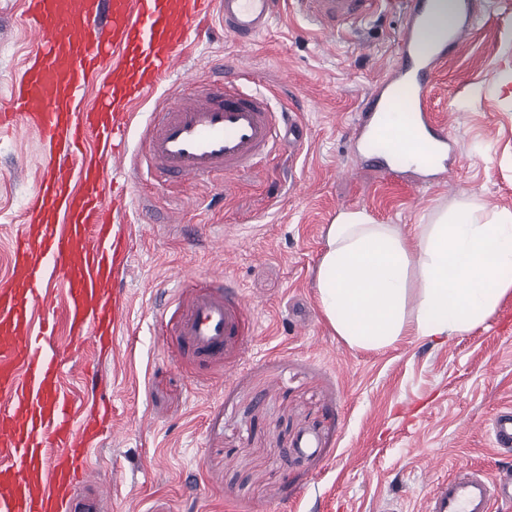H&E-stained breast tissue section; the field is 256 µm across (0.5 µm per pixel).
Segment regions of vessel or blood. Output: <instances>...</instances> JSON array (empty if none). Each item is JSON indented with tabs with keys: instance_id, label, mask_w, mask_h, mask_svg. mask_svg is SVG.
Instances as JSON below:
<instances>
[{
	"instance_id": "1",
	"label": "vessel or blood",
	"mask_w": 512,
	"mask_h": 512,
	"mask_svg": "<svg viewBox=\"0 0 512 512\" xmlns=\"http://www.w3.org/2000/svg\"><path fill=\"white\" fill-rule=\"evenodd\" d=\"M377 0H299L321 29L361 20ZM434 0H406V24L396 65L360 108L354 135L357 161L380 164L397 138L419 139L424 179L449 161L452 135L430 113L437 65L479 20L475 0H458V22L430 54L420 55L421 29L434 22ZM35 48L0 111V135L32 132L42 150L39 176L24 204V221L11 247L12 272L0 279V512H106L100 499L78 492L88 451L112 430L106 404L84 408L60 384L74 351L106 356L127 323L122 286L130 262L123 229L125 201L113 170L125 153L129 105L168 82L192 32L221 14L224 29L246 45L272 20L274 0H24ZM119 62L82 109L87 78ZM409 93L398 134L377 144L374 132L396 111L393 90ZM286 136L270 95L228 81L202 84L166 104L143 141L139 161L156 174L188 182L235 177L284 147ZM246 296L231 300L210 290L185 298L177 334L203 365L226 353H245L240 316ZM66 326L70 345L53 343ZM493 447H512V409L491 421ZM512 503V473L493 478L466 468L440 484L426 512H493Z\"/></svg>"
}]
</instances>
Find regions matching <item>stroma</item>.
<instances>
[{
	"label": "stroma",
	"mask_w": 512,
	"mask_h": 512,
	"mask_svg": "<svg viewBox=\"0 0 512 512\" xmlns=\"http://www.w3.org/2000/svg\"><path fill=\"white\" fill-rule=\"evenodd\" d=\"M405 9L381 0L368 22L324 33L279 0L248 46L218 24L195 37L173 79L134 106L128 172L156 107L225 68L274 92L298 148L187 187L132 176L130 313L104 364L113 431L83 488L110 512H425L459 466L491 478L512 468L487 433L512 408V292L467 333L411 332L387 347L349 345L319 305L325 229L341 208H367L407 235L463 201L512 210V0H485L434 82L431 110L456 145L447 183L356 165L351 127L397 61ZM22 10L0 0V109L33 46ZM39 162L33 134L0 140V276ZM217 269L253 304L251 350L203 373L176 347L175 296Z\"/></svg>",
	"instance_id": "1"
}]
</instances>
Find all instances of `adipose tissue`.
<instances>
[{"label": "adipose tissue", "instance_id": "obj_1", "mask_svg": "<svg viewBox=\"0 0 512 512\" xmlns=\"http://www.w3.org/2000/svg\"><path fill=\"white\" fill-rule=\"evenodd\" d=\"M317 288L328 322L353 346L389 345L410 324L423 337L469 332L512 291V211L462 203L409 238L365 209L340 210L326 231Z\"/></svg>", "mask_w": 512, "mask_h": 512}]
</instances>
